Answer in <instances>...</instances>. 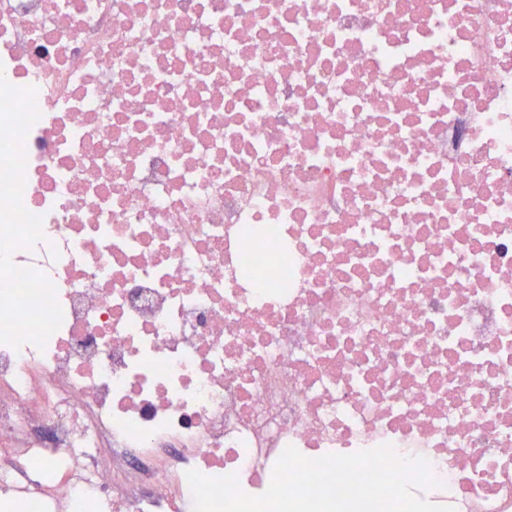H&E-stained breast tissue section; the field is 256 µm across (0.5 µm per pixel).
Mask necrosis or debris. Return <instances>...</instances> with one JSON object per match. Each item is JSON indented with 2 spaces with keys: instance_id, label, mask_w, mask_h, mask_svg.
I'll list each match as a JSON object with an SVG mask.
<instances>
[{
  "instance_id": "1",
  "label": "necrosis or debris",
  "mask_w": 512,
  "mask_h": 512,
  "mask_svg": "<svg viewBox=\"0 0 512 512\" xmlns=\"http://www.w3.org/2000/svg\"><path fill=\"white\" fill-rule=\"evenodd\" d=\"M383 444L512 512V0H0V512Z\"/></svg>"
}]
</instances>
